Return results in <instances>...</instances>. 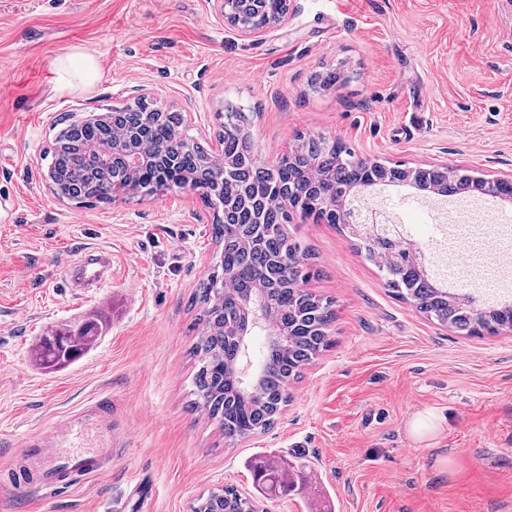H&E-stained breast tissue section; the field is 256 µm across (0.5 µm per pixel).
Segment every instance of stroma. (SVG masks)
<instances>
[{
  "label": "stroma",
  "mask_w": 512,
  "mask_h": 512,
  "mask_svg": "<svg viewBox=\"0 0 512 512\" xmlns=\"http://www.w3.org/2000/svg\"><path fill=\"white\" fill-rule=\"evenodd\" d=\"M215 0H0V512H194L210 490L255 492L250 463L287 457L303 488L269 512H512V332L461 336L393 296L385 275L333 224L294 219L317 271L307 289L336 313L330 345L289 385L275 425L225 438L192 407L193 294L216 261L214 220L175 188L116 203L58 200L43 179L56 120L131 103L181 113V134L214 142L219 114L249 116L261 161L311 137L389 165L472 168L512 179V0H294L259 39ZM95 56L99 78L63 89L55 62ZM332 72L334 83H321ZM427 248L461 240L463 293L512 294V206L488 196L377 195ZM88 249L112 277L67 288ZM98 315L105 335L47 373L32 353L52 329ZM106 399L111 473L64 494L26 490V437ZM431 411L438 429L414 437Z\"/></svg>",
  "instance_id": "35a3bbf8"
}]
</instances>
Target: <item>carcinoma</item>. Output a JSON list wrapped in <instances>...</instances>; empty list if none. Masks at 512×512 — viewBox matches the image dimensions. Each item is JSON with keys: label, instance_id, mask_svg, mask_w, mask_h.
<instances>
[{"label": "carcinoma", "instance_id": "1", "mask_svg": "<svg viewBox=\"0 0 512 512\" xmlns=\"http://www.w3.org/2000/svg\"><path fill=\"white\" fill-rule=\"evenodd\" d=\"M128 112H147V140L158 143L171 138L180 125L176 112H155L149 104L139 101ZM245 116L229 112L218 138L223 142L224 155L242 162L224 183L221 168L213 163L205 150L185 155L175 170L149 167L128 170L118 165L109 170L98 168L95 160L85 153L86 143L105 139L104 126L85 122L70 123L56 135L49 169L56 173L55 191L59 197L111 201V189L127 184L141 186L155 194L178 186L182 180L205 179L220 184L222 190L206 196L203 202L212 209H228L233 222L216 221L211 225L212 238L221 245L219 263L212 277L224 280L233 277L232 292L200 283L193 300L202 309L205 334L193 347L199 369L194 376L195 406L206 411L210 419L224 429L232 439L252 437L275 424L288 403V385L300 377L301 370L329 346L327 328L335 318L330 302L303 288L307 280L301 251L288 233L292 213L303 219L339 224L341 217L333 204L353 183L373 184L383 179H401L407 172L397 166L385 169L378 164L360 166L354 154L341 143L336 150H323L322 141L310 139L299 147V156H284L274 167L259 165L247 136L243 133ZM416 179L431 186H447L452 194L482 192L483 184L474 180L471 171L449 172L443 168H415ZM286 186L293 193L291 210L267 211L260 208L256 187L265 183ZM393 261L384 267L387 286L396 296L412 301L430 319L449 330L465 336L482 331L495 334L512 331V304L487 301L478 311L451 292L434 284L442 280L441 267L431 279L411 273L413 260L399 246L391 245ZM265 287L271 302V313L285 332L280 346L265 347L261 364L265 377L251 393L229 376L225 363L239 352L237 330L244 319V306L256 290ZM102 337L98 325L90 319L73 328L60 326L35 348L37 365L44 370H56L76 361ZM254 484L258 493L268 488L289 494L297 490L290 465L275 456L254 468ZM257 500L238 496L224 488L216 489L199 499L194 512H254Z\"/></svg>", "mask_w": 512, "mask_h": 512}]
</instances>
